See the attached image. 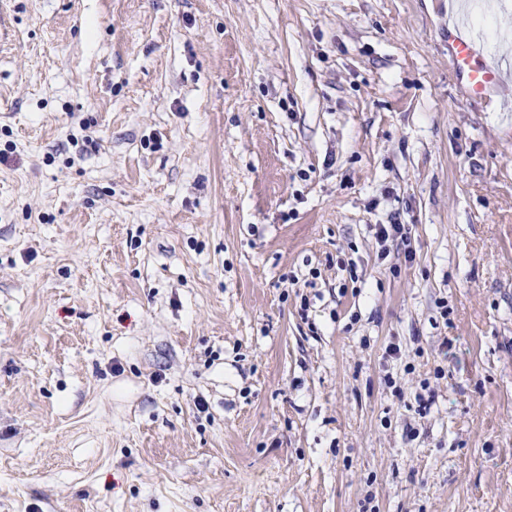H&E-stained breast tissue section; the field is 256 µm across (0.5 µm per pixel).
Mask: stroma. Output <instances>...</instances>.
<instances>
[{
  "instance_id": "35a3bbf8",
  "label": "stroma",
  "mask_w": 512,
  "mask_h": 512,
  "mask_svg": "<svg viewBox=\"0 0 512 512\" xmlns=\"http://www.w3.org/2000/svg\"><path fill=\"white\" fill-rule=\"evenodd\" d=\"M0 512H512L448 0H0Z\"/></svg>"
}]
</instances>
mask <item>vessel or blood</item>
<instances>
[{
    "label": "vessel or blood",
    "instance_id": "vessel-or-blood-1",
    "mask_svg": "<svg viewBox=\"0 0 512 512\" xmlns=\"http://www.w3.org/2000/svg\"><path fill=\"white\" fill-rule=\"evenodd\" d=\"M448 48L454 69L464 79L471 98H487L512 76V54L488 49L470 26L465 7H458L448 21Z\"/></svg>",
    "mask_w": 512,
    "mask_h": 512
}]
</instances>
